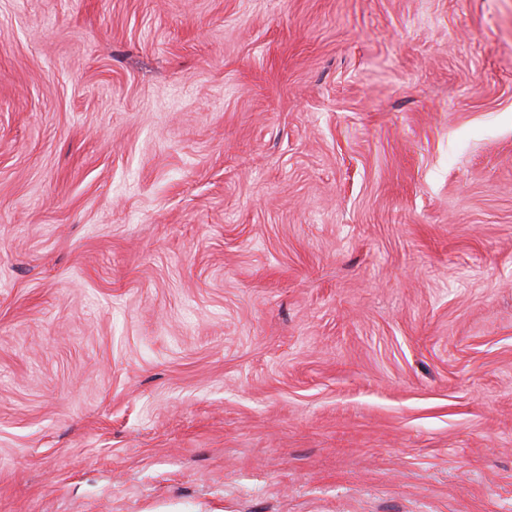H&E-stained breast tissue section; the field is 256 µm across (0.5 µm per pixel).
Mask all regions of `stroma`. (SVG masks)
<instances>
[{
  "mask_svg": "<svg viewBox=\"0 0 512 512\" xmlns=\"http://www.w3.org/2000/svg\"><path fill=\"white\" fill-rule=\"evenodd\" d=\"M0 512H512V0H0Z\"/></svg>",
  "mask_w": 512,
  "mask_h": 512,
  "instance_id": "obj_1",
  "label": "stroma"
}]
</instances>
